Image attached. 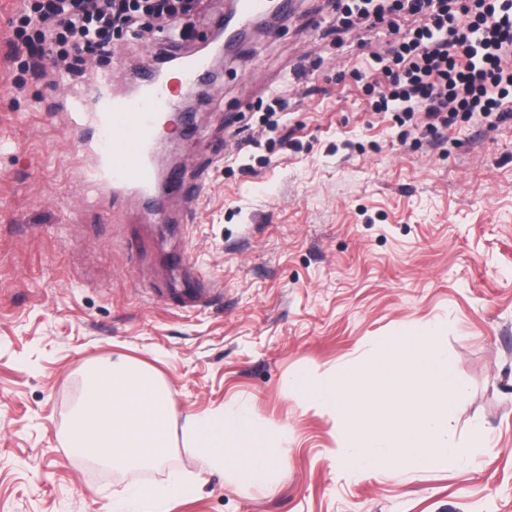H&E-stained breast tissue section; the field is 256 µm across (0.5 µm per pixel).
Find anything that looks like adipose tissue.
I'll return each mask as SVG.
<instances>
[{
    "mask_svg": "<svg viewBox=\"0 0 512 512\" xmlns=\"http://www.w3.org/2000/svg\"><path fill=\"white\" fill-rule=\"evenodd\" d=\"M170 415L171 393L152 370L122 356L93 363L70 426L69 450L113 468L160 465L171 446ZM183 434L204 467L232 470L265 485L277 472V433L247 412L189 417ZM195 491V485L176 477L136 487L130 501L133 512H169L173 498Z\"/></svg>",
    "mask_w": 512,
    "mask_h": 512,
    "instance_id": "adipose-tissue-1",
    "label": "adipose tissue"
}]
</instances>
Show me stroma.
Instances as JSON below:
<instances>
[{"label": "stroma", "instance_id": "35a3bbf8", "mask_svg": "<svg viewBox=\"0 0 512 512\" xmlns=\"http://www.w3.org/2000/svg\"><path fill=\"white\" fill-rule=\"evenodd\" d=\"M16 7L0 0V512H113L136 483L174 476L201 489L170 512H512V119L491 129L461 115L437 138L369 112L355 71L401 32L346 27L334 0H299L224 62L191 108L194 136L168 130L163 162L199 187L167 197L184 216L172 230L134 195L88 192L77 172L91 149L67 119L95 74L128 89L160 33L113 36L85 82L29 75L18 90L4 56ZM279 95L289 109L268 121ZM176 252L194 263L192 286H217L211 304L166 301ZM405 327L434 328L454 359L465 459L351 471L341 428L288 379L378 358ZM120 354L173 392L172 446L155 469L69 451L87 366ZM238 405L279 433L271 484L204 470L183 442L187 416Z\"/></svg>", "mask_w": 512, "mask_h": 512}]
</instances>
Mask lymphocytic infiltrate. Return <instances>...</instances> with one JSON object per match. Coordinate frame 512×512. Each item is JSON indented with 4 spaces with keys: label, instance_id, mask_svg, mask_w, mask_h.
Masks as SVG:
<instances>
[{
    "label": "lymphocytic infiltrate",
    "instance_id": "obj_1",
    "mask_svg": "<svg viewBox=\"0 0 512 512\" xmlns=\"http://www.w3.org/2000/svg\"><path fill=\"white\" fill-rule=\"evenodd\" d=\"M397 14L405 34L392 62L359 72L375 109L421 112L431 133L458 115L503 121L512 96V0H347L345 14ZM21 24L7 46L35 77L77 80L78 50L108 47L113 31L138 27L142 0H19Z\"/></svg>",
    "mask_w": 512,
    "mask_h": 512
}]
</instances>
